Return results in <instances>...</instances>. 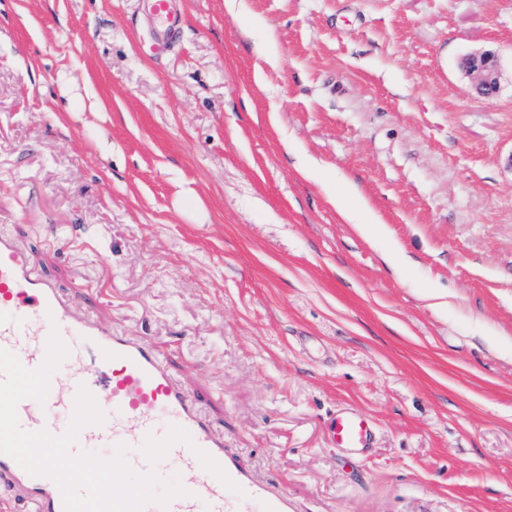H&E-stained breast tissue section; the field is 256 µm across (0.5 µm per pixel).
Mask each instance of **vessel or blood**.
<instances>
[{"label":"vessel or blood","instance_id":"vessel-or-blood-1","mask_svg":"<svg viewBox=\"0 0 512 512\" xmlns=\"http://www.w3.org/2000/svg\"><path fill=\"white\" fill-rule=\"evenodd\" d=\"M175 2L151 0L153 14L164 25L158 47L174 43L180 34ZM54 330L69 354L53 373L45 401L26 398L19 403L17 414L24 430L63 434L83 386L95 397L105 421L80 431L78 449L108 459L118 445H127L129 464L144 473L152 468L141 452L146 435L161 437L169 426L178 425L192 438L191 445L172 446L154 467L164 478L178 473L188 496L173 499L164 510L148 504L144 512H294L284 492L253 480L225 449L223 435L214 431L157 348L115 333L81 313L75 298L35 269L19 241L0 235V348L14 353L24 367L35 369L45 359ZM328 431L334 445L348 452L359 453L369 446L370 425L353 409H339ZM198 448L219 463L237 491L227 489L201 466L194 454ZM1 476L8 479L10 490L0 494V512H13L16 492L23 495L28 512H64L61 491L53 480L30 475L5 454H0Z\"/></svg>","mask_w":512,"mask_h":512}]
</instances>
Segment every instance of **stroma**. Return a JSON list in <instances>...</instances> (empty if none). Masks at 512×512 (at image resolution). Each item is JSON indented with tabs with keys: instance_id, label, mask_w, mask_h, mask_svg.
<instances>
[{
	"instance_id": "1",
	"label": "stroma",
	"mask_w": 512,
	"mask_h": 512,
	"mask_svg": "<svg viewBox=\"0 0 512 512\" xmlns=\"http://www.w3.org/2000/svg\"><path fill=\"white\" fill-rule=\"evenodd\" d=\"M178 6L0 0V231L294 512H512V0ZM152 12L164 24L163 32L155 48L166 47L174 43L180 34V18L175 13L176 0H150ZM465 74L475 79V88L484 97H493L499 87V64L490 52L473 53L461 62ZM334 445L350 453L363 452L369 448L371 428L367 419L350 408H341L328 425Z\"/></svg>"
}]
</instances>
